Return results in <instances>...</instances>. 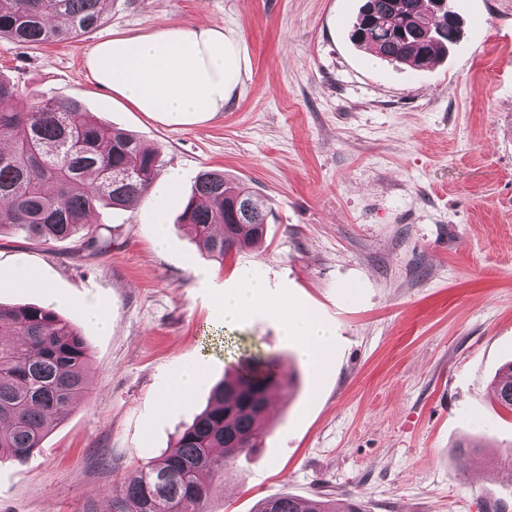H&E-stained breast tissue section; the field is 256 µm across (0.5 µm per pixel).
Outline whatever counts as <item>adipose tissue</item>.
<instances>
[{
  "instance_id": "obj_1",
  "label": "adipose tissue",
  "mask_w": 512,
  "mask_h": 512,
  "mask_svg": "<svg viewBox=\"0 0 512 512\" xmlns=\"http://www.w3.org/2000/svg\"><path fill=\"white\" fill-rule=\"evenodd\" d=\"M94 83L131 103L138 111L180 124L200 123L223 111L237 89L243 58L239 41L223 28L172 24L149 33L117 35L96 44L86 56ZM279 310L262 284L253 283L224 297L219 309L234 322L260 304ZM292 336L314 368H321L334 343L331 330L315 317H285Z\"/></svg>"
}]
</instances>
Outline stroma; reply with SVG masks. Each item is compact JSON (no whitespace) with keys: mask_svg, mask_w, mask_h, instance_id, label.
Returning <instances> with one entry per match:
<instances>
[{"mask_svg":"<svg viewBox=\"0 0 512 512\" xmlns=\"http://www.w3.org/2000/svg\"><path fill=\"white\" fill-rule=\"evenodd\" d=\"M363 2L108 0L78 40L0 38V77L31 99L81 101L180 175L167 199L96 207L104 248L0 238V303L54 306L89 344L92 377L25 463L0 459V512H114L127 474L167 453L253 353L280 357L290 382L262 447L206 475L208 512L282 494L357 498L367 512L512 505V409L493 397L512 361V0H452L459 41L416 69L352 41ZM173 23L241 43L238 90L200 124L135 110L85 66L101 40ZM204 169L264 202L260 248L220 263L181 224ZM255 280L281 310L225 322L221 296ZM297 310L336 336L321 369L282 334ZM193 364L198 385L173 399Z\"/></svg>","mask_w":512,"mask_h":512,"instance_id":"obj_1","label":"stroma"}]
</instances>
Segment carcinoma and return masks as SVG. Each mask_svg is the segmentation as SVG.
Returning a JSON list of instances; mask_svg holds the SVG:
<instances>
[{
  "label": "carcinoma",
  "mask_w": 512,
  "mask_h": 512,
  "mask_svg": "<svg viewBox=\"0 0 512 512\" xmlns=\"http://www.w3.org/2000/svg\"><path fill=\"white\" fill-rule=\"evenodd\" d=\"M105 0H0V38L23 45L60 43L98 28ZM372 16L376 25L364 26ZM377 56L417 68L448 51L459 26L435 10L434 0H365L351 34ZM0 237L21 231L35 240L63 241L87 224L96 204L126 207L150 190L160 153L129 133L97 121L75 99L24 98L0 78ZM268 212L242 181L224 171L198 173L181 214L200 246L219 262L261 242ZM90 347L50 307L0 304V458L25 461L55 419L90 390ZM278 371L246 376L237 370L217 383L209 404L183 429L175 447L127 475L116 512H206L201 477L230 458L260 446L264 414L287 382ZM498 402L512 407V363L494 385ZM257 512H365L356 500L283 495L262 500Z\"/></svg>",
  "instance_id": "cac0c4a2"
}]
</instances>
